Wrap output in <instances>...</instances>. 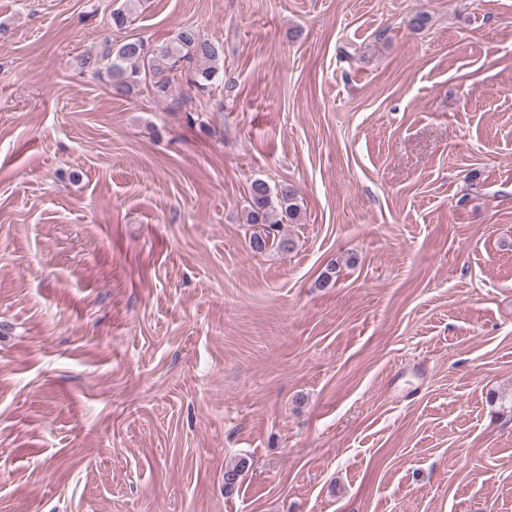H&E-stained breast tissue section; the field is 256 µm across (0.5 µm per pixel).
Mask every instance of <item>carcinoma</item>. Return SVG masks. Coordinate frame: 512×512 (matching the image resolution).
<instances>
[{
	"instance_id": "1",
	"label": "carcinoma",
	"mask_w": 512,
	"mask_h": 512,
	"mask_svg": "<svg viewBox=\"0 0 512 512\" xmlns=\"http://www.w3.org/2000/svg\"><path fill=\"white\" fill-rule=\"evenodd\" d=\"M139 0H123L112 10V27L127 28L137 13ZM83 69L105 80L118 95L128 96L138 89L143 77L154 79L155 92L161 97L173 91L175 77H183L191 85L206 90L224 74V46L206 37L199 29L186 26L164 46L153 48L140 37L131 36L114 46L105 44L95 54L81 58ZM250 202L244 210V223L261 226L252 234L249 245L258 253L274 247L289 252L294 242L278 236L280 225L295 224L301 219L302 198L298 188L290 183L271 186L263 179H255L249 188ZM246 467L240 460L224 472V492L230 494Z\"/></svg>"
}]
</instances>
